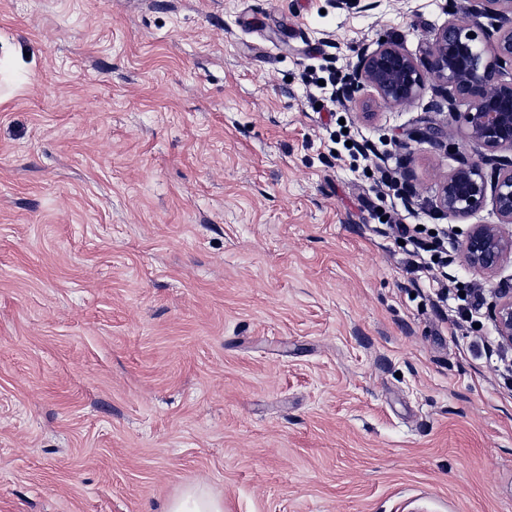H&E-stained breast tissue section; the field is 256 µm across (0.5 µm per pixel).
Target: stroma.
I'll use <instances>...</instances> for the list:
<instances>
[{
	"instance_id": "35a3bbf8",
	"label": "stroma",
	"mask_w": 512,
	"mask_h": 512,
	"mask_svg": "<svg viewBox=\"0 0 512 512\" xmlns=\"http://www.w3.org/2000/svg\"><path fill=\"white\" fill-rule=\"evenodd\" d=\"M447 4L0 0V512H164L191 484L224 512H512L488 314L512 253L456 260L442 302L385 222L460 251L498 216L437 197L482 150L429 98L307 80L380 39L418 54Z\"/></svg>"
}]
</instances>
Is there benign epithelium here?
<instances>
[{
    "label": "benign epithelium",
    "instance_id": "benign-epithelium-1",
    "mask_svg": "<svg viewBox=\"0 0 512 512\" xmlns=\"http://www.w3.org/2000/svg\"><path fill=\"white\" fill-rule=\"evenodd\" d=\"M480 2V9L464 14L451 6L448 21L434 30L419 57L390 40L364 48L348 76L346 92L364 103L375 97L396 106L430 91L437 97L436 109L452 115L465 105L463 137L484 154L480 162L460 157L441 186L439 207L465 217L477 212L490 195L500 223L512 224V159L497 156L499 151L512 152V79L503 78L504 66H512V0ZM483 18L491 20L490 26L481 22ZM417 137L435 148L446 147L433 126L419 130ZM487 164L495 166L490 179ZM508 253L512 235H503L495 225H474L462 247L465 263L484 273L497 271ZM489 316L501 342L512 345V287L501 289Z\"/></svg>",
    "mask_w": 512,
    "mask_h": 512
}]
</instances>
